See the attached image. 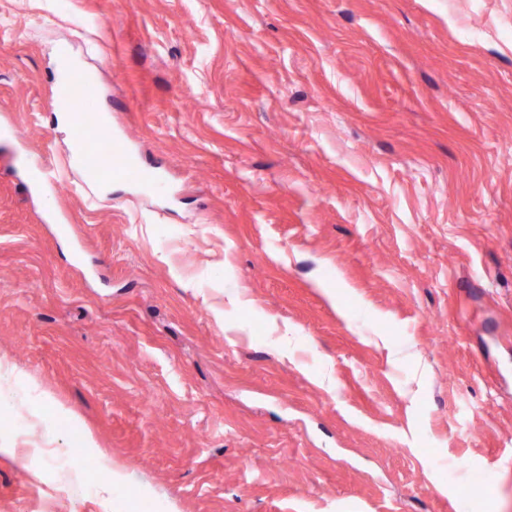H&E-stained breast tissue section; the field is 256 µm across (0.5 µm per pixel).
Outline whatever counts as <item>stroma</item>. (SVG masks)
Listing matches in <instances>:
<instances>
[{"label":"stroma","mask_w":512,"mask_h":512,"mask_svg":"<svg viewBox=\"0 0 512 512\" xmlns=\"http://www.w3.org/2000/svg\"><path fill=\"white\" fill-rule=\"evenodd\" d=\"M0 365V512H512V0H0ZM98 115L96 113L93 118L85 120V124L90 127V129H86L80 123L77 125V129L85 137V141L92 144V148L88 149L86 152L81 151V166L87 175L85 181L89 184L103 183L99 175V155L96 152V142L94 140L104 144L99 138L109 133L106 125L99 123ZM93 136L96 137L93 139ZM107 145L109 146L108 154L110 155V163L112 164V157L114 158V164L118 166V171L125 177L129 173H135L141 180L142 183H148L153 189H157L160 186V182L154 180L149 174H147L139 164L134 161L128 153L119 146V143L115 136L107 139ZM101 467L105 474V479L99 485V492L107 495L104 497L106 501L110 499L114 490L125 487L133 482L131 475L112 466L111 460L106 457H103Z\"/></svg>","instance_id":"1"}]
</instances>
